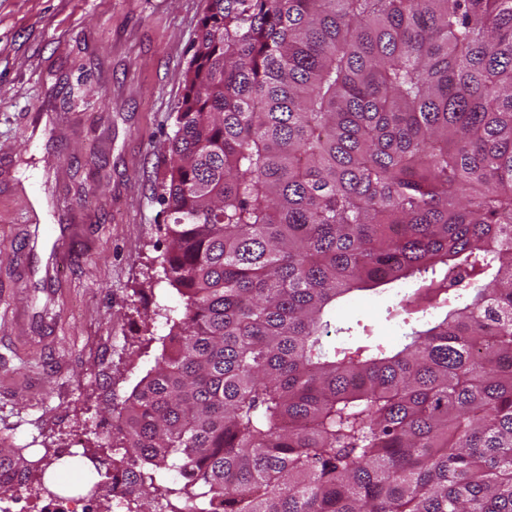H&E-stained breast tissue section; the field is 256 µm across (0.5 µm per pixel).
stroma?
<instances>
[{
  "instance_id": "35a3bbf8",
  "label": "stroma",
  "mask_w": 512,
  "mask_h": 512,
  "mask_svg": "<svg viewBox=\"0 0 512 512\" xmlns=\"http://www.w3.org/2000/svg\"><path fill=\"white\" fill-rule=\"evenodd\" d=\"M204 8L0 0V438L29 454L110 450L113 408L184 310L160 194ZM389 300L354 293L336 321L398 343Z\"/></svg>"
}]
</instances>
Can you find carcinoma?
<instances>
[{"label": "carcinoma", "instance_id": "obj_1", "mask_svg": "<svg viewBox=\"0 0 512 512\" xmlns=\"http://www.w3.org/2000/svg\"><path fill=\"white\" fill-rule=\"evenodd\" d=\"M192 50L128 512H512V0H206ZM394 284L402 344L336 325Z\"/></svg>", "mask_w": 512, "mask_h": 512}]
</instances>
